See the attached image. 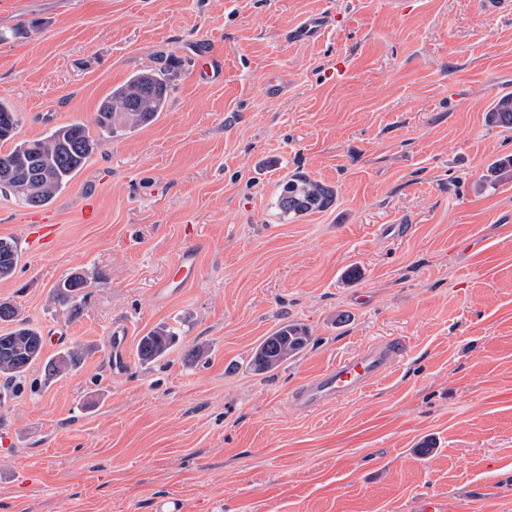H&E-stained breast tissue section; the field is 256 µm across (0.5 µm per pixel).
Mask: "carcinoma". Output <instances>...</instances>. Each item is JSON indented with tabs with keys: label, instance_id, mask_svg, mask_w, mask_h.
I'll list each match as a JSON object with an SVG mask.
<instances>
[{
	"label": "carcinoma",
	"instance_id": "cac0c4a2",
	"mask_svg": "<svg viewBox=\"0 0 512 512\" xmlns=\"http://www.w3.org/2000/svg\"><path fill=\"white\" fill-rule=\"evenodd\" d=\"M171 81L165 70L137 71L123 84L112 89L102 100L94 116L95 131L85 123L75 122L50 130L44 137L14 143L0 151V192L8 191L22 204L44 207L66 188L89 157L102 146L103 139L130 133L155 121L167 108ZM488 122L512 129V93L497 98L487 112ZM18 113L0 101V143L13 140L19 127ZM512 176V158L504 157L488 166L486 185L491 187ZM334 191L302 173H295L280 185L276 207L283 217L296 219L328 208ZM19 262L16 243L0 238V280L13 276ZM86 281L79 276L66 279L57 289L58 301L77 308ZM0 324L9 325L0 334V403L16 396L31 367L42 359L44 337L20 318L10 301H0ZM178 341L170 326H160L142 336L136 345L137 356L144 363L155 362ZM310 342L308 329L297 322H285L257 345L250 369L257 374L277 370L301 354ZM85 350L72 346L47 359L44 370L49 379L61 377L78 367Z\"/></svg>",
	"mask_w": 512,
	"mask_h": 512
}]
</instances>
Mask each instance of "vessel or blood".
I'll list each match as a JSON object with an SVG mask.
<instances>
[{"mask_svg":"<svg viewBox=\"0 0 512 512\" xmlns=\"http://www.w3.org/2000/svg\"><path fill=\"white\" fill-rule=\"evenodd\" d=\"M330 23L329 14L311 16L293 26L289 37L294 41L318 37L326 31ZM56 232L57 227L53 224L28 225L26 238L31 251H43L46 244L55 238ZM196 277V253L189 248L179 255L162 288L172 293L188 287ZM402 352L403 346L396 340L369 345L357 355L343 358L335 366L304 381L293 398L298 406L309 411L356 395L384 375Z\"/></svg>","mask_w":512,"mask_h":512,"instance_id":"obj_1","label":"vessel or blood"}]
</instances>
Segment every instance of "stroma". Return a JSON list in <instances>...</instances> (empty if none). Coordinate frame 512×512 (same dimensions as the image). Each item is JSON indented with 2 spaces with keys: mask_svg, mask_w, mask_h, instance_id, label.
<instances>
[{
  "mask_svg": "<svg viewBox=\"0 0 512 512\" xmlns=\"http://www.w3.org/2000/svg\"><path fill=\"white\" fill-rule=\"evenodd\" d=\"M332 13L320 38L291 42ZM220 59L197 78L201 47ZM175 74L151 125L106 140L45 208L0 193V238L20 253L0 300L46 355L80 344L68 375L34 365L0 405V512H512V155L485 120L512 93V10L479 0H0V100L17 140L91 123L141 69ZM302 172L332 187L296 221L275 207ZM95 198L96 223L80 210ZM197 281L160 284L186 248ZM87 280L78 311L55 298ZM286 321L311 343L268 374L255 347ZM128 324L124 360L112 329ZM179 328L160 361L139 338ZM405 350L366 391L305 413L296 388L367 344ZM208 351L191 362L195 346ZM332 19L328 13L309 17L289 30L292 41L309 40L320 36L330 26ZM57 224H28L25 232L32 252H42L45 245L56 237Z\"/></svg>",
  "mask_w": 512,
  "mask_h": 512,
  "instance_id": "stroma-1",
  "label": "stroma"
}]
</instances>
